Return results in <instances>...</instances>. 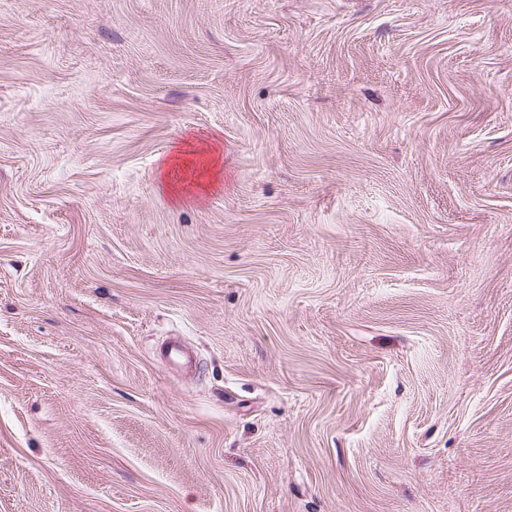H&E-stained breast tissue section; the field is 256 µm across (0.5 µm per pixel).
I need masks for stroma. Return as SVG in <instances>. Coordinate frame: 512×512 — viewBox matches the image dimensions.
<instances>
[{
  "label": "stroma",
  "instance_id": "obj_1",
  "mask_svg": "<svg viewBox=\"0 0 512 512\" xmlns=\"http://www.w3.org/2000/svg\"><path fill=\"white\" fill-rule=\"evenodd\" d=\"M0 512H512V0H0Z\"/></svg>",
  "mask_w": 512,
  "mask_h": 512
}]
</instances>
